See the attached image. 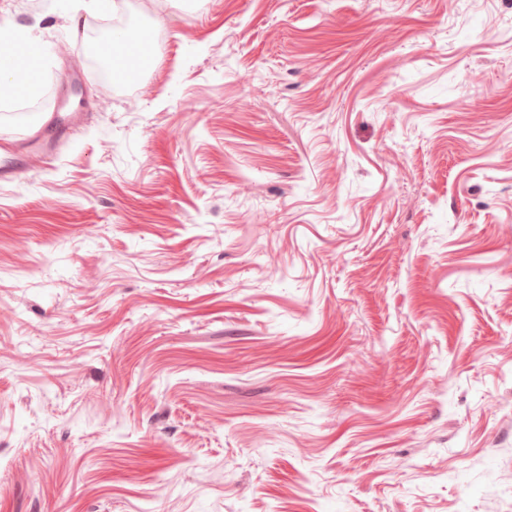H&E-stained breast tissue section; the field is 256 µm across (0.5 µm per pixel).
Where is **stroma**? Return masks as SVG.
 <instances>
[{
    "label": "stroma",
    "instance_id": "obj_1",
    "mask_svg": "<svg viewBox=\"0 0 512 512\" xmlns=\"http://www.w3.org/2000/svg\"><path fill=\"white\" fill-rule=\"evenodd\" d=\"M129 20L139 83L88 78ZM0 512H512V0H0ZM0 42L12 45L19 51L15 52L6 47L0 48V65L6 66L13 62L9 75L10 80L0 79V99L15 96L19 91L34 93L38 89V82L34 78L37 69L39 44L27 30L10 26L0 27Z\"/></svg>",
    "mask_w": 512,
    "mask_h": 512
}]
</instances>
